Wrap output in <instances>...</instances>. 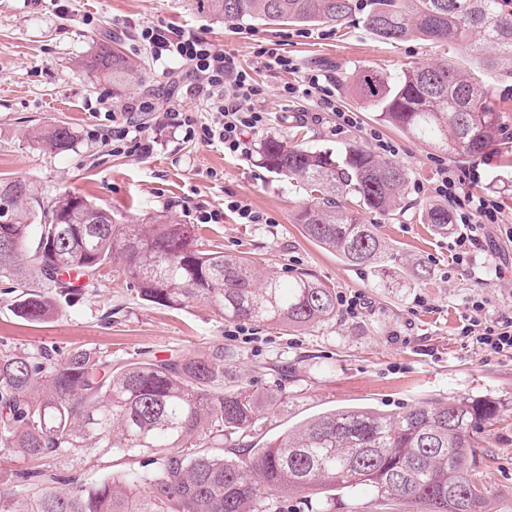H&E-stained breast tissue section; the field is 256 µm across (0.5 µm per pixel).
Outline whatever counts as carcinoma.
I'll return each mask as SVG.
<instances>
[{
    "mask_svg": "<svg viewBox=\"0 0 512 512\" xmlns=\"http://www.w3.org/2000/svg\"><path fill=\"white\" fill-rule=\"evenodd\" d=\"M226 21L341 25L358 0H208ZM363 26L381 42L409 37L446 43L477 69L512 77V0H369ZM91 70L122 85L133 65L100 46ZM354 91L380 121L468 162L500 148L502 126L490 88L453 60L414 66L391 80L366 71ZM54 152L74 146L69 128L38 134ZM268 171L319 193L298 220L306 237L352 266L379 271L394 262L360 212L392 215L409 173L357 145L341 152L260 143ZM421 223L448 233V206L429 204ZM119 263L138 296L182 309L205 304L226 320L280 330L328 324L336 293L310 274L262 276L245 256L209 250L198 225L163 215L139 224L76 194L45 209L29 183H0V279L18 290V316L46 322L72 306L101 269ZM224 347L204 355L145 357L120 366L95 349L0 347V456L33 462L9 481L26 493H0V512H282L290 494L325 487L367 488L384 501L426 512H486L476 478L475 429L503 410L491 398L423 402L399 414L347 407L318 415L260 447H235L275 392L256 394L226 380ZM140 458L138 468L107 471L87 486L49 461L74 452Z\"/></svg>",
    "mask_w": 512,
    "mask_h": 512,
    "instance_id": "1",
    "label": "carcinoma"
}]
</instances>
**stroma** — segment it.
Masks as SVG:
<instances>
[{"label":"stroma","instance_id":"stroma-1","mask_svg":"<svg viewBox=\"0 0 512 512\" xmlns=\"http://www.w3.org/2000/svg\"><path fill=\"white\" fill-rule=\"evenodd\" d=\"M174 26L235 56L266 90L272 121L260 139L288 146L375 151L377 130L398 152L392 162L408 170L401 212L365 214L396 255L391 272L348 265L308 240L296 215L313 201L306 186L268 172L258 154L229 157L221 144L184 140L157 126L150 113L128 114L140 99L156 111L177 106L194 125L210 122L209 103L183 91L171 94L178 63L158 61L137 36L143 27ZM115 41L138 62L126 85L85 69L101 44ZM280 49L299 72L319 69L335 89L336 104L357 114L354 128L340 129L336 117L302 119L310 100H286L279 92L287 74L257 65V47ZM447 47L410 38L385 44L362 22L344 26H266L227 22L201 0H0V181L35 184L44 204L74 193L109 208L119 221L165 215L196 222L198 210L223 211L241 200L271 216L268 224H240L235 215L205 224L201 233L227 254H243L261 273L285 277L308 272L336 294L359 298L354 313L337 312L333 322L282 331L251 321H228L203 304L182 309L141 300L135 282L115 265L86 288L83 299L44 323L18 317L7 280L0 279V341L34 350L43 345L84 347L110 354L113 363L173 353L200 354L215 345L234 354L230 364L250 391L278 393L283 402L255 423L252 441L276 438L314 415L339 407H373L400 413L425 400L489 396L504 417L480 426L475 437L477 472L488 490V512H512V359L472 350L460 334L472 302L487 316H512V167L494 151L469 163H449L466 192L498 196L501 221L486 226L485 242L470 266L451 258V235L433 231L418 212L433 201L431 179L447 155L377 120L351 85L364 70L394 77L413 66L446 57ZM63 124L75 138L73 150L56 154L36 141L44 128ZM142 148L116 153L123 133ZM431 271L413 284L405 275L411 260ZM331 512H422L419 505L377 501L372 491L336 494Z\"/></svg>","mask_w":512,"mask_h":512}]
</instances>
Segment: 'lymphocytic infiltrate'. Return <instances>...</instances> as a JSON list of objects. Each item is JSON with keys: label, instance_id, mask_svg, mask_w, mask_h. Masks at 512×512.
Wrapping results in <instances>:
<instances>
[{"label": "lymphocytic infiltrate", "instance_id": "obj_1", "mask_svg": "<svg viewBox=\"0 0 512 512\" xmlns=\"http://www.w3.org/2000/svg\"><path fill=\"white\" fill-rule=\"evenodd\" d=\"M156 60H177L187 68L191 90L200 99L209 101L215 115L211 123L193 127L182 112L170 107L162 113L163 127L183 130L185 139H200L220 143L230 156H247L253 151V137L262 132L270 118L265 110V88L241 68L234 56L217 49L213 44L174 28L145 27L140 32ZM287 99L315 101L317 110L312 121H320L323 113L336 115L340 127L358 123L356 113L339 110L329 77L318 70L308 71L297 83L284 82L279 88ZM437 198L456 207V221L461 229L454 237L450 250L458 265L469 264L481 246L484 226L499 221L501 204L492 195L474 196L465 193L459 179L445 166H438L432 182ZM483 305L473 302L465 315L460 333L468 338L474 350L484 357L512 358V316L496 320L482 317Z\"/></svg>", "mask_w": 512, "mask_h": 512}]
</instances>
